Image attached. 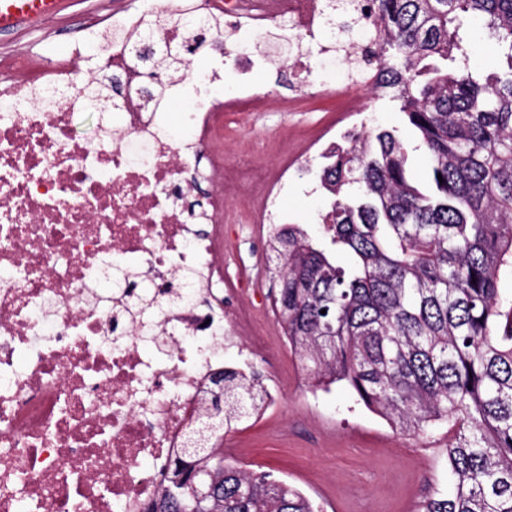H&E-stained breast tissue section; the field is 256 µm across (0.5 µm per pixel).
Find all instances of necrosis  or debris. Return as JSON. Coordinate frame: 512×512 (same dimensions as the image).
<instances>
[{
  "label": "necrosis or debris",
  "instance_id": "necrosis-or-debris-1",
  "mask_svg": "<svg viewBox=\"0 0 512 512\" xmlns=\"http://www.w3.org/2000/svg\"><path fill=\"white\" fill-rule=\"evenodd\" d=\"M322 5L198 0L236 31L286 22L301 39L323 33ZM133 58L132 43L113 45L128 94L117 122L88 140L73 130L83 97L71 90L70 57L25 72L0 56V512H146L188 427L211 412L225 336L258 316L249 303L224 307L225 293L245 292L223 259L228 208L247 203L274 232L272 201L309 161L310 148L273 169L224 154L225 117L263 104L248 80L260 59L237 67L229 91L221 72L185 76L183 146L161 136ZM202 180L215 188L198 214L181 199ZM114 269L123 281L101 298L93 285ZM187 288L191 301L167 304ZM147 298L164 306L145 318Z\"/></svg>",
  "mask_w": 512,
  "mask_h": 512
}]
</instances>
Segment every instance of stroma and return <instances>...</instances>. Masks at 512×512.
Wrapping results in <instances>:
<instances>
[{
    "instance_id": "stroma-1",
    "label": "stroma",
    "mask_w": 512,
    "mask_h": 512,
    "mask_svg": "<svg viewBox=\"0 0 512 512\" xmlns=\"http://www.w3.org/2000/svg\"><path fill=\"white\" fill-rule=\"evenodd\" d=\"M143 2L69 0L64 12L38 29L0 33V54L26 53L48 64L77 46L82 55L76 60V78L84 80L87 70L102 67L109 55L112 30L98 25L99 16L114 6ZM225 41L237 46L241 54L263 58L253 84L267 98L261 111L228 125L224 141L228 158L259 154L274 163L279 153L304 146L335 111L337 97L355 93L367 107L362 115L366 129H396L409 149L412 181L426 182L425 151L395 102L375 98L365 86L353 82L341 57L327 51L326 40L309 42L301 51L291 28L283 26L261 39L229 34ZM299 54L307 59L316 81L335 87L336 98L301 88L293 70ZM287 100L293 101V109H283ZM323 164V158H314L298 175L297 185L289 187L276 203L277 223L301 224L310 233H320L321 217L331 203L320 186ZM224 245L237 259L230 273H243L256 291L257 302L269 305L270 273L265 268L253 269L263 245L239 235L232 223L224 227ZM252 371L264 382L278 377L279 402L274 410L225 435L226 464L285 480L327 512H418L425 496L450 492L445 464L447 426L435 427L428 438L405 436L346 387L336 385L311 393L306 372L292 353L274 369L255 361Z\"/></svg>"
}]
</instances>
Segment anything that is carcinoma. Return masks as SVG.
Here are the masks:
<instances>
[{"label":"carcinoma","mask_w":512,"mask_h":512,"mask_svg":"<svg viewBox=\"0 0 512 512\" xmlns=\"http://www.w3.org/2000/svg\"><path fill=\"white\" fill-rule=\"evenodd\" d=\"M371 2L355 61L377 66L373 88L421 138L432 184L408 179L397 130L352 134L322 168L321 236L290 224L269 249L274 311L315 386L346 384L404 435L448 426L453 492L420 512H512V299L499 288L512 269V0ZM350 6L324 0L327 23L364 26ZM473 23L494 39L488 65L473 60ZM214 388L224 420L188 432L148 512H189L197 489L206 512H320L216 455L224 421L252 418L264 390L234 369Z\"/></svg>","instance_id":"carcinoma-1"}]
</instances>
